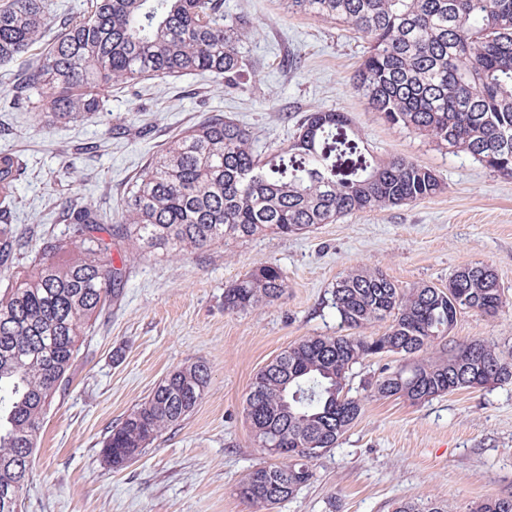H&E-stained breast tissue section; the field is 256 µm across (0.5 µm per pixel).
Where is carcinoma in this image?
<instances>
[{
	"label": "carcinoma",
	"mask_w": 512,
	"mask_h": 512,
	"mask_svg": "<svg viewBox=\"0 0 512 512\" xmlns=\"http://www.w3.org/2000/svg\"><path fill=\"white\" fill-rule=\"evenodd\" d=\"M292 13L336 20L368 41L353 85L370 109L512 178V0H288ZM250 20L224 11L223 0H90L56 20L49 0L0 5V64L33 52L17 92L30 110L60 123L91 122L102 90L140 77L196 71L243 85L240 42ZM348 117L311 112L287 147L294 163L254 154L249 129L221 115L205 118L153 159L124 198L116 226L87 204L67 205L80 238L62 263L48 245L35 272L0 298V512H19L31 458L48 405L67 381L77 344L116 293L115 235L149 251L203 250L257 235L303 234L356 212L407 205L445 190L432 169L404 157L363 160L345 174L331 160ZM20 158L0 153V200L12 197ZM449 287L401 288L380 270L352 269L336 280L341 323L377 336H310L281 352L253 377L246 417L254 442L281 462L251 470L239 496L254 512L294 497L314 478L312 462L348 431L366 398L349 395L353 367L369 357L412 360L371 384L380 399L420 404L460 389L512 382V359L473 341L436 356L464 310L495 316L499 280L487 265H463ZM287 277L264 262L224 290V309L246 311L282 298ZM201 362L170 371L108 432L100 450L112 469L141 456L203 398ZM395 512H451L409 498ZM471 512H512V499L479 501Z\"/></svg>",
	"instance_id": "cac0c4a2"
}]
</instances>
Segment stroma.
I'll use <instances>...</instances> for the list:
<instances>
[{"label": "stroma", "instance_id": "obj_1", "mask_svg": "<svg viewBox=\"0 0 512 512\" xmlns=\"http://www.w3.org/2000/svg\"><path fill=\"white\" fill-rule=\"evenodd\" d=\"M224 9L252 21L241 43L251 63L242 91L210 72L145 78L105 90L95 121L63 124L26 111L11 94L13 65H0V152L24 161L10 205L0 208V241L14 249L13 264L0 267V295L32 270L44 242L73 244L67 200L116 220L157 152L214 114L250 128L267 158L286 150L307 113L344 112L362 153L410 157L446 189L307 234L202 251L143 253L113 238L119 294L83 337L69 383L46 411L21 512H250L238 486L272 458L253 442L249 385L289 345L345 334L332 289L351 269L382 270L403 288H444L462 264L491 266L502 311L461 313L444 342L484 340L512 353V179L372 111L353 88L366 41L348 26L289 13L286 0H224ZM265 261L286 272L283 297L225 310V288ZM197 361L209 381L191 416L125 468H109L100 454L106 433L170 371ZM314 470L312 482L272 512H393L411 496L469 512L482 499L512 497V383L419 405L367 401Z\"/></svg>", "mask_w": 512, "mask_h": 512}]
</instances>
